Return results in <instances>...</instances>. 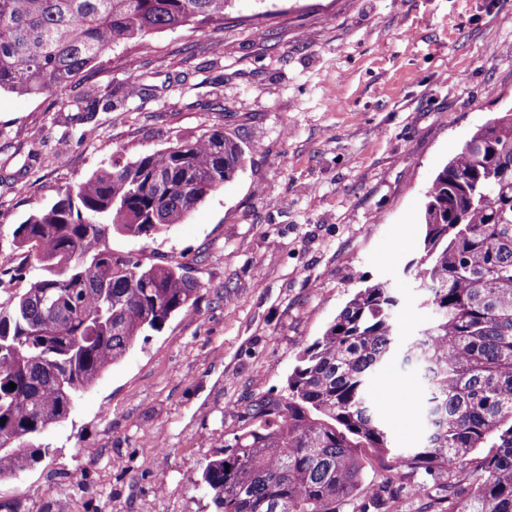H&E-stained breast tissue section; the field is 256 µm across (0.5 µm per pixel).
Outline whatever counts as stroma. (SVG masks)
<instances>
[{"label":"stroma","mask_w":512,"mask_h":512,"mask_svg":"<svg viewBox=\"0 0 512 512\" xmlns=\"http://www.w3.org/2000/svg\"><path fill=\"white\" fill-rule=\"evenodd\" d=\"M112 88V107L65 100ZM512 107V0H233L219 27L118 47L64 91L0 95V252L68 186L213 127L244 166L154 242L184 264L194 307L150 333L42 433L49 452L0 480V512H214L201 475L249 402L286 393L299 354L367 282L396 288L400 342L430 320L405 267L435 175ZM424 382L399 362L372 385L391 443L421 444ZM153 433L165 445L144 441ZM367 484L419 512L410 473L362 451ZM81 482H74V474Z\"/></svg>","instance_id":"1"}]
</instances>
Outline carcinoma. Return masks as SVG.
<instances>
[{
	"label": "carcinoma",
	"instance_id": "1",
	"mask_svg": "<svg viewBox=\"0 0 512 512\" xmlns=\"http://www.w3.org/2000/svg\"><path fill=\"white\" fill-rule=\"evenodd\" d=\"M231 0H0V93L64 89L103 55L166 29L224 22ZM224 128L112 162L30 214L13 233L24 284L0 303V479L48 453L39 442L78 394L139 337L195 305L182 264L144 265L112 237L149 244L242 167ZM421 256L406 268L432 320L397 342L400 298L358 289L288 379V392L246 406L248 428L224 440L202 480L215 512H339L364 483L360 449L436 477L443 512H512V109L479 127L426 191ZM392 357L426 380L427 434L391 446L369 384ZM16 388H9L10 383ZM479 448L489 452L474 458Z\"/></svg>",
	"mask_w": 512,
	"mask_h": 512
}]
</instances>
